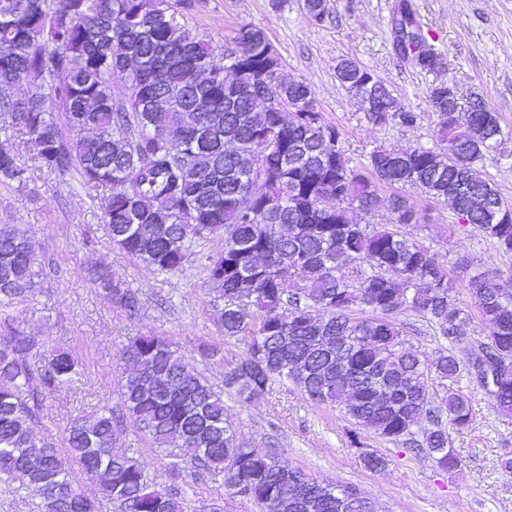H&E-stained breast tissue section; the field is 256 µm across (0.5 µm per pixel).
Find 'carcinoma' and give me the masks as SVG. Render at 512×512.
I'll return each mask as SVG.
<instances>
[{"instance_id":"cac0c4a2","label":"carcinoma","mask_w":512,"mask_h":512,"mask_svg":"<svg viewBox=\"0 0 512 512\" xmlns=\"http://www.w3.org/2000/svg\"><path fill=\"white\" fill-rule=\"evenodd\" d=\"M50 2L0 0V86H27L23 102L4 100L0 112L10 116L12 134L28 137L42 166L61 175L76 169L88 186L104 190L110 242L128 256L178 272L195 240L224 238L206 264L209 283L224 298L219 326L226 337L250 335L225 385L247 401L286 379L314 403L342 405L356 426L422 449L439 469L460 467L448 428L468 427L472 413L464 396L446 392L460 363L450 353L423 360L407 350L396 316L412 311L453 343L468 314L452 301L445 266L393 229L419 222L404 197L393 199L388 224H361L349 212L372 214L380 183L419 188L451 202L456 215L469 214L496 248L512 251V210L479 168L503 144L499 114L467 112L459 121L448 112V92L434 86L436 148L380 146L360 169L336 128L313 110L307 84L282 72L263 29L241 26L234 47L219 53L177 19L169 0H63L56 9ZM405 23L414 20L401 11L397 48L433 69L434 53L404 31ZM136 56L150 68L117 104L112 81ZM200 68L211 74L207 110L190 84ZM336 78L371 124L416 125L418 113L405 110L370 69L343 59ZM172 91L180 100L157 111L155 100ZM271 94L301 103L306 119L284 121L257 102ZM0 176L26 180L17 153L2 145ZM37 265L32 242L0 224L1 307L34 296ZM459 270L489 328L475 378L485 388L482 366L494 371L490 396L512 416V373L497 372L494 363L512 357V295L481 273ZM290 280L300 282L291 294L284 289ZM93 281L129 316L139 313L138 297L110 272ZM356 306L377 316L354 318ZM120 361L122 411L155 447L200 449L197 471L223 473L226 488L260 512H355L329 484L311 498L285 488L288 466L238 441L222 395L165 339L133 338ZM79 368L39 336L7 324L0 331V479L22 477L38 512H101L100 499L79 491L61 469L56 444L35 432L39 397ZM425 411L432 428L420 442L413 426ZM119 430L110 409L90 421L78 416L64 431L65 450L104 498L129 512H183L180 492L150 487L139 460L114 450Z\"/></svg>"}]
</instances>
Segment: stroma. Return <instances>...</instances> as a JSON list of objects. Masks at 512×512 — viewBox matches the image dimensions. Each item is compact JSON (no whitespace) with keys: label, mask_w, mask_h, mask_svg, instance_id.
<instances>
[{"label":"stroma","mask_w":512,"mask_h":512,"mask_svg":"<svg viewBox=\"0 0 512 512\" xmlns=\"http://www.w3.org/2000/svg\"><path fill=\"white\" fill-rule=\"evenodd\" d=\"M402 7L412 13L418 34L436 55L434 70L420 69L395 49L392 20ZM325 8L324 22L314 25L305 15L304 0H190L178 19L219 51L230 46L241 25L265 30L284 71L311 88L315 110L336 127L355 165H366L379 146H434L439 117L429 90L441 82H453L463 101L477 99L498 112L502 126L512 131V0H326ZM344 58L370 69L407 110L418 113L416 126L369 123L336 78V65ZM13 147L27 179L0 178V224L14 225L34 242L42 273L35 296L0 308V321L68 351L82 366L71 383L44 392L41 436L58 443L76 416L91 419L106 407L120 412L119 351L132 337L154 334L223 395L225 418L242 441L273 452L282 464L318 482L357 488L374 501L377 512H512V475L499 467L501 457L512 455V417L497 410L471 374L448 385L466 397L472 410L470 426L449 433L462 459L451 473L425 453L357 430L341 406L313 403L287 380L242 402L224 380L246 353L249 338H228L220 330L224 303L205 269L207 256L222 250L223 240L194 242L181 271L159 273L112 246L100 195L78 172L61 175L44 168L23 139H14ZM399 194L419 215L418 223L399 225L400 234L430 248L445 265L454 278L455 304L470 319L464 342L452 345L436 326L403 312L397 321L405 346L427 359L448 349L469 363L489 329L466 281L457 278V268L467 264L512 293V252L495 248L476 227L459 223L449 203L416 188L380 187L373 223L392 218ZM103 267L138 295L137 316H128L94 285L92 275ZM206 343L218 348V355L202 357L199 347ZM355 433L360 436L356 445L351 442ZM118 448L136 454L150 484L178 490L184 512H210L215 503L224 512H257L252 501L228 495L223 475L191 477L190 449L170 456L153 448L131 419L121 423ZM372 453L385 458L384 467H367L364 458Z\"/></svg>","instance_id":"1"}]
</instances>
